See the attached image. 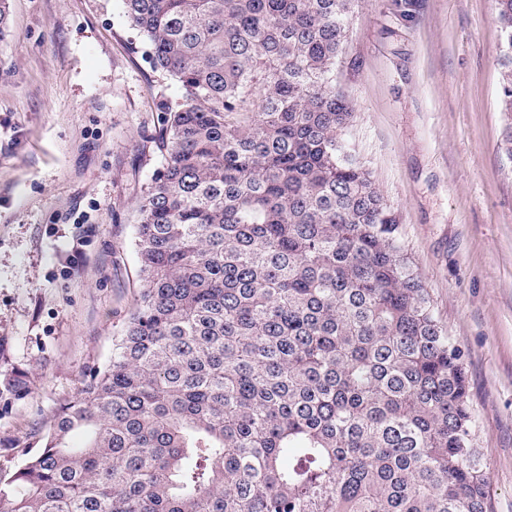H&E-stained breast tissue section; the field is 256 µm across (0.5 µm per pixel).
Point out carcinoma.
Segmentation results:
<instances>
[{
	"instance_id": "carcinoma-1",
	"label": "carcinoma",
	"mask_w": 512,
	"mask_h": 512,
	"mask_svg": "<svg viewBox=\"0 0 512 512\" xmlns=\"http://www.w3.org/2000/svg\"><path fill=\"white\" fill-rule=\"evenodd\" d=\"M356 2L125 0L183 90L137 205L143 288L0 512H492L461 351L342 138Z\"/></svg>"
}]
</instances>
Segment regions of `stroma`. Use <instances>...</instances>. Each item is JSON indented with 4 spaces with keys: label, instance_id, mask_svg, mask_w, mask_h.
Here are the masks:
<instances>
[{
    "label": "stroma",
    "instance_id": "35a3bbf8",
    "mask_svg": "<svg viewBox=\"0 0 512 512\" xmlns=\"http://www.w3.org/2000/svg\"><path fill=\"white\" fill-rule=\"evenodd\" d=\"M0 40V467L106 367L142 289L137 204L161 100L124 0H10ZM494 0H359L336 83L345 139L461 349L493 512H512V157Z\"/></svg>",
    "mask_w": 512,
    "mask_h": 512
}]
</instances>
